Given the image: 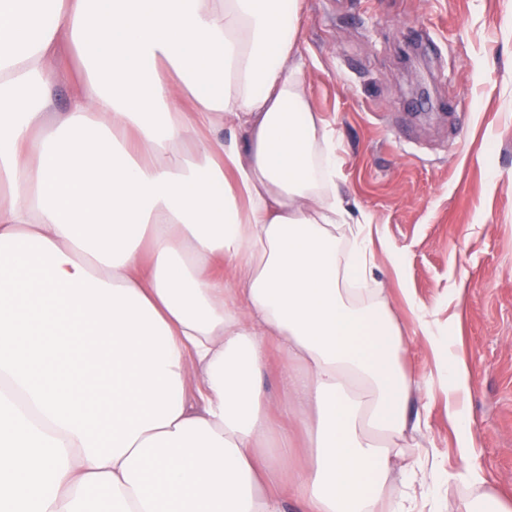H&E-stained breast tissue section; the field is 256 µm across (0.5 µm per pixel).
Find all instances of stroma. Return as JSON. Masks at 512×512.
I'll use <instances>...</instances> for the list:
<instances>
[{"label": "stroma", "instance_id": "obj_1", "mask_svg": "<svg viewBox=\"0 0 512 512\" xmlns=\"http://www.w3.org/2000/svg\"><path fill=\"white\" fill-rule=\"evenodd\" d=\"M419 22L435 85L424 109L401 61ZM297 40L310 109L334 132L337 192L375 226L363 286L407 339L408 418L422 426L403 444L441 475L465 470L446 374L464 361L486 489L512 498V0H303Z\"/></svg>", "mask_w": 512, "mask_h": 512}]
</instances>
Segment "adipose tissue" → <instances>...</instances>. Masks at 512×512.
I'll list each match as a JSON object with an SVG mask.
<instances>
[{
  "label": "adipose tissue",
  "instance_id": "1",
  "mask_svg": "<svg viewBox=\"0 0 512 512\" xmlns=\"http://www.w3.org/2000/svg\"><path fill=\"white\" fill-rule=\"evenodd\" d=\"M301 8L0 0V512H416L385 498L396 458L408 488L443 484L396 447L406 341L385 302L354 301L373 227L341 250ZM299 408L288 477L277 422ZM459 480V512H512L478 463ZM287 361L282 357L279 351L272 347L269 352V361L262 377V384L267 393L278 396L280 393V385L277 377L279 368L286 364Z\"/></svg>",
  "mask_w": 512,
  "mask_h": 512
}]
</instances>
